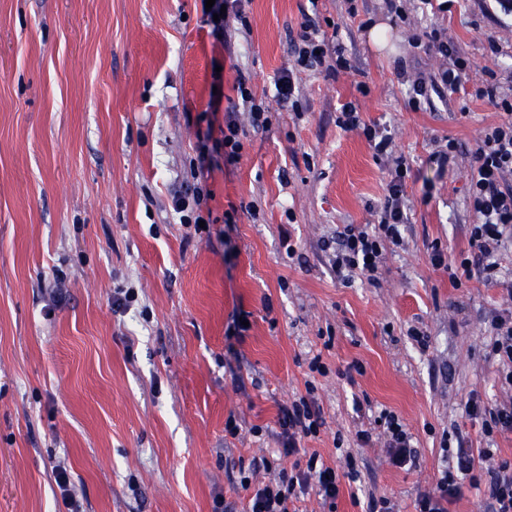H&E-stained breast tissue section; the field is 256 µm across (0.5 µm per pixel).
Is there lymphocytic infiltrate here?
Instances as JSON below:
<instances>
[{"instance_id": "obj_1", "label": "lymphocytic infiltrate", "mask_w": 512, "mask_h": 512, "mask_svg": "<svg viewBox=\"0 0 512 512\" xmlns=\"http://www.w3.org/2000/svg\"><path fill=\"white\" fill-rule=\"evenodd\" d=\"M293 65L281 69L275 79L277 97L289 107H297L300 88L296 71L303 68H324L327 75L346 69L348 61L337 56L327 63L328 43L319 28L303 22L293 41ZM424 51H436L444 62L430 78H416L413 92L426 96L429 85L437 84L451 90L464 86L471 69L469 60L454 43L438 29L426 32ZM240 107L228 108L224 114V137L219 143L227 161H237L243 151L248 129L267 125L266 110L256 104L246 86L238 84ZM481 96L502 112L499 122L482 130L472 157L468 187V203L475 219L469 227L471 252L453 256L440 245H432L431 264L447 271L453 284L480 277L484 282H499L502 273L504 242H512V93L505 92L496 72H489ZM345 130L362 131L378 158L388 165L389 180L380 208L379 221L367 229L356 224L344 225L337 231L335 247L329 256V265L337 275L360 273L369 282H377L380 265L387 245H401V224L407 223L411 209L406 193L409 167L403 157L394 156L392 140L381 128L362 123L353 107H343L336 118ZM487 357L497 362L502 385L512 387V308L503 310L490 323V342ZM306 393L290 404L281 406L278 415L280 453L283 456L306 454L304 444L316 438L324 424L321 409L315 399L316 387L306 382ZM468 418L478 422L485 438L512 433V400L496 405L486 404L478 395H470L464 404ZM374 429H381L391 464L397 467L413 462L415 455L412 437L404 424L393 413L380 411L374 420ZM374 429L356 433L361 445L373 440ZM448 465L441 471L431 489L420 493L415 512H448V506L460 493L459 475H471L473 483H485L491 512H512V460H495L492 449L463 448L447 450ZM305 464H293L291 469H280L268 484L252 488L250 476L240 478V486L249 491V512H299L298 502L308 495H316L329 512H334L342 480L357 481L356 470L339 475L335 468L326 466L317 454H307ZM487 462L484 476L474 473L477 462Z\"/></svg>"}]
</instances>
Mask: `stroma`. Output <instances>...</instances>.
Returning a JSON list of instances; mask_svg holds the SVG:
<instances>
[{
    "mask_svg": "<svg viewBox=\"0 0 512 512\" xmlns=\"http://www.w3.org/2000/svg\"><path fill=\"white\" fill-rule=\"evenodd\" d=\"M405 9L403 21L386 0H248L226 45L202 0H0V512H57L60 466L79 512H246L241 473L260 485L293 464L278 414L309 379L325 424L308 451L360 473L336 512L373 498L414 512L448 433L512 459V435L482 439L463 411L473 393L506 397L485 343L512 298L478 278L454 287L429 259L435 243L470 250L472 154L499 120L477 91L486 69L512 74V24L488 0ZM307 18L350 67L301 71L297 115L273 77ZM379 21L395 53L370 43ZM434 28L469 57L470 79L416 106L396 68L437 72L441 57L415 46ZM241 77L269 124L238 162L213 153L210 222L181 224L172 200L194 182L198 136L222 139ZM348 102L410 166L409 222L374 285L334 277L322 249L343 225L376 224L386 194L366 138L336 124ZM451 139L459 153L438 165ZM120 288L136 293L124 310ZM316 356L326 372L313 376ZM384 409L411 434L412 464L390 465L380 441L359 446Z\"/></svg>",
    "mask_w": 512,
    "mask_h": 512,
    "instance_id": "35a3bbf8",
    "label": "stroma"
}]
</instances>
